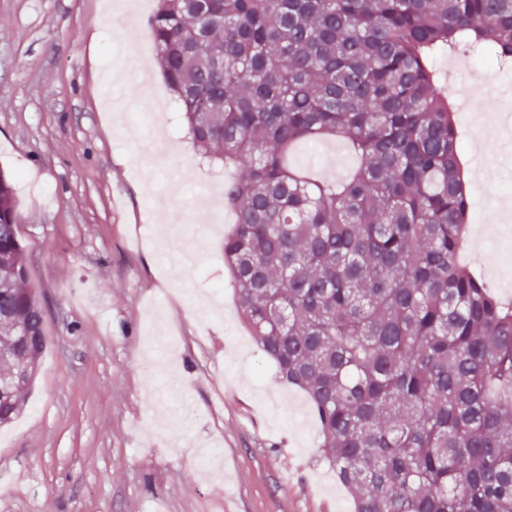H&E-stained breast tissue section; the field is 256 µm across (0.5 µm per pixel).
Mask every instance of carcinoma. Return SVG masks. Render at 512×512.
<instances>
[{"label":"carcinoma","instance_id":"carcinoma-1","mask_svg":"<svg viewBox=\"0 0 512 512\" xmlns=\"http://www.w3.org/2000/svg\"><path fill=\"white\" fill-rule=\"evenodd\" d=\"M148 25L195 150L234 169L239 318L306 394L353 512H512V301L462 258V137L432 67L463 45L512 64V0H156ZM326 137L348 176L285 161ZM15 184L0 169V335L27 329L38 368Z\"/></svg>","mask_w":512,"mask_h":512}]
</instances>
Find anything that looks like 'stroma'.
<instances>
[{
  "label": "stroma",
  "mask_w": 512,
  "mask_h": 512,
  "mask_svg": "<svg viewBox=\"0 0 512 512\" xmlns=\"http://www.w3.org/2000/svg\"><path fill=\"white\" fill-rule=\"evenodd\" d=\"M0 0V166L18 176L46 350L0 429V512H352L303 393L238 319L224 269V171L178 121L151 49L153 0ZM456 121L512 96V66L451 80ZM496 160L512 193V154ZM291 161L348 173L334 141Z\"/></svg>",
  "instance_id": "1"
}]
</instances>
